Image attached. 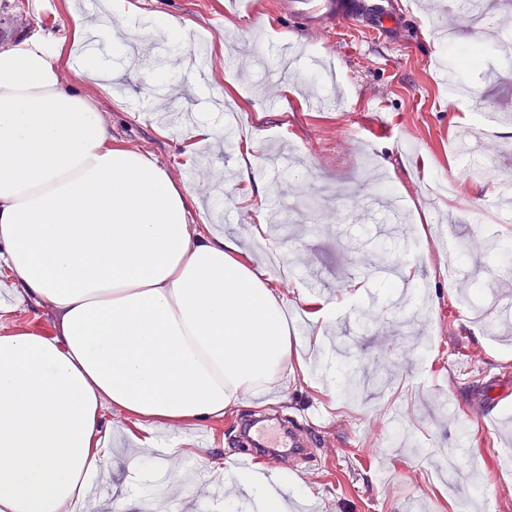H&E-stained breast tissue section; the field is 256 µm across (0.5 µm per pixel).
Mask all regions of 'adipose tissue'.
Here are the masks:
<instances>
[{"label": "adipose tissue", "mask_w": 512, "mask_h": 512, "mask_svg": "<svg viewBox=\"0 0 512 512\" xmlns=\"http://www.w3.org/2000/svg\"><path fill=\"white\" fill-rule=\"evenodd\" d=\"M100 36L175 42L164 14L136 22L110 0ZM66 43L0 45V270L20 304L51 303L58 336H0V512H78L110 454L106 410L142 418L133 434L202 424L284 390L291 339L280 295L244 264L236 239L201 233L195 198L150 155L111 147L80 84L59 76Z\"/></svg>", "instance_id": "ef3b65f1"}]
</instances>
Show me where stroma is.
I'll use <instances>...</instances> for the list:
<instances>
[{"label":"stroma","instance_id":"stroma-1","mask_svg":"<svg viewBox=\"0 0 512 512\" xmlns=\"http://www.w3.org/2000/svg\"><path fill=\"white\" fill-rule=\"evenodd\" d=\"M0 12V41L52 32L64 37L70 7L95 24L101 0H20ZM401 41L356 24L311 29L277 0H126L145 23L164 12L203 38L208 86L190 90L175 44H139L133 57L103 45L97 57L114 73L111 91L84 84L113 146L151 155L175 184L191 185L200 220L238 237L245 260L288 301L295 381L288 391L249 399L203 426L185 424L181 464L170 478H132L129 432L137 419L105 417L112 444L101 494L127 489L139 512H222L238 451L240 421L270 409L315 415L321 461L285 468L263 460L266 476L295 480L319 512H512V469L497 451L512 444V8L498 0L486 22L459 13L451 41L438 27V0H405ZM481 42L484 67L467 72L468 92L449 104L439 73L449 44ZM163 69L164 86L145 82ZM326 101L310 105L312 93ZM276 108H268V101ZM217 142L196 140L197 126ZM486 138L482 154L463 155L460 133ZM467 160L472 179L493 195L444 187ZM267 185L264 200L250 179ZM277 212L279 231L252 232L254 208ZM284 255H257L263 240ZM337 302L316 331L310 304ZM54 308H17L0 335L28 328L54 335ZM365 385L358 400L338 389L345 368ZM213 462L200 472L197 453Z\"/></svg>","mask_w":512,"mask_h":512}]
</instances>
